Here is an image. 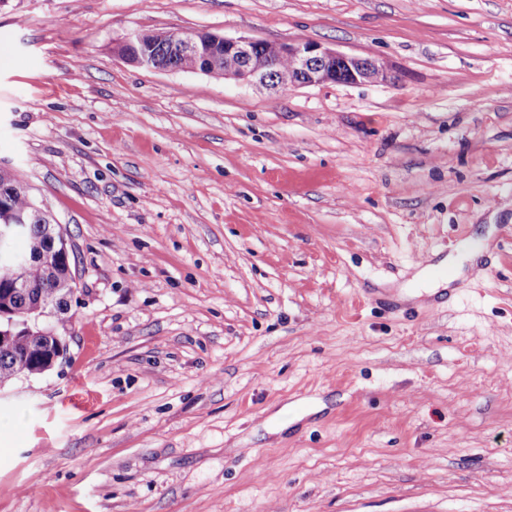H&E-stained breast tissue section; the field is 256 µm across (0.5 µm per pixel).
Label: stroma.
<instances>
[{"label":"stroma","instance_id":"1","mask_svg":"<svg viewBox=\"0 0 512 512\" xmlns=\"http://www.w3.org/2000/svg\"><path fill=\"white\" fill-rule=\"evenodd\" d=\"M154 29L392 78L113 53ZM1 44L0 166L76 292L0 391V512H512V0H0ZM147 30L133 31L116 44V53L128 63L147 69L179 71L174 65L160 66L154 54L140 50L142 47L159 55V63L166 62L164 48L169 44L170 52L179 55L197 56L203 65L197 66L194 71L206 74L224 76L242 80L250 85L268 90L288 89L299 86L319 85L327 82L348 84L376 83L382 79L390 78L387 66L375 59L351 56L325 47L318 43L299 40L291 43H278V51L274 55L263 52L264 44L269 52H274L275 43H265L246 37L227 38L209 32H199L192 41L181 39L182 31L175 30ZM171 35V37H170ZM129 48L131 53L125 54L122 49ZM218 48L224 51L218 53ZM159 52H162L160 54ZM219 54L218 69L211 63L212 55ZM179 58L178 63L183 69L193 68V57ZM227 58H235L237 63L232 66L225 65ZM282 60H288L294 71L292 73L288 63H283L278 82L277 71Z\"/></svg>","mask_w":512,"mask_h":512}]
</instances>
